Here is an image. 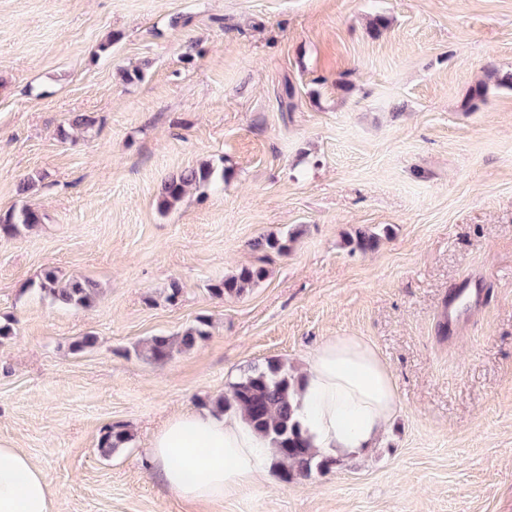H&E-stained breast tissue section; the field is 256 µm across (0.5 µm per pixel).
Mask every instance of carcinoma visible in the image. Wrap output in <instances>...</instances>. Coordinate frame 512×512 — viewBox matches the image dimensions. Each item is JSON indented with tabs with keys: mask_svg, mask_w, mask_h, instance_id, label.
<instances>
[{
	"mask_svg": "<svg viewBox=\"0 0 512 512\" xmlns=\"http://www.w3.org/2000/svg\"><path fill=\"white\" fill-rule=\"evenodd\" d=\"M487 93V83L476 84L465 101L466 110L478 109L479 104L485 103ZM95 124V118L79 114L68 125L60 127L58 134L66 139L69 131L83 129L88 132ZM218 178H224V171L209 161L170 177L161 186L159 208L171 209L189 190L208 187ZM44 219L45 215L40 211L23 205L0 214V234L14 236L23 229L44 223ZM293 241L291 234L263 235L252 240L249 246L264 254H284L288 252ZM378 242V234L362 230L350 240L354 249L362 253L374 250ZM266 275V268L260 264L244 265L220 279L211 281L207 284V291L220 300L238 298L265 279ZM36 288L42 296L53 302L76 309L90 307L96 295V285L91 280L80 276L65 279L51 268L43 271ZM209 327V319L199 317L175 336L156 335L149 338L138 354L155 363L166 362L174 353L191 350L209 336ZM301 380V373L271 361L263 367L252 368L232 384L227 394L214 401L216 411L242 416L257 433L271 441L275 455L274 466L286 481L307 479L315 471L326 473L341 465V460L324 456L313 447L295 418V399L300 392ZM129 440L130 434L124 426L112 425L103 430L99 448L107 456Z\"/></svg>",
	"mask_w": 512,
	"mask_h": 512,
	"instance_id": "carcinoma-1",
	"label": "carcinoma"
}]
</instances>
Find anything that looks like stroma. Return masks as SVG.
<instances>
[{"mask_svg":"<svg viewBox=\"0 0 512 512\" xmlns=\"http://www.w3.org/2000/svg\"><path fill=\"white\" fill-rule=\"evenodd\" d=\"M491 67L512 68V0H0V213L46 216L0 236V445L40 466L57 512H512V91L464 108ZM77 114L93 130L60 139ZM206 160L223 184L160 211L161 183ZM366 229L364 254L349 240ZM289 232L287 254L249 247ZM259 262L244 296L208 293ZM47 268L92 280L94 303L43 298ZM471 277L489 300L439 342L448 289ZM201 316L192 350L138 356ZM336 336L396 382L374 448L215 510L165 487L147 450L170 416ZM112 424L131 440L105 456Z\"/></svg>","mask_w":512,"mask_h":512,"instance_id":"1","label":"stroma"}]
</instances>
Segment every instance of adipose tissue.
Segmentation results:
<instances>
[{
    "mask_svg": "<svg viewBox=\"0 0 512 512\" xmlns=\"http://www.w3.org/2000/svg\"><path fill=\"white\" fill-rule=\"evenodd\" d=\"M296 418L325 455L357 453L387 428L398 407L393 376L380 354L356 336L320 344L304 369ZM162 483L183 500L217 505L245 493L273 466L271 443L239 416L183 411L155 434L148 451ZM0 512H55L41 468L0 446Z\"/></svg>",
    "mask_w": 512,
    "mask_h": 512,
    "instance_id": "ef3b65f1",
    "label": "adipose tissue"
}]
</instances>
